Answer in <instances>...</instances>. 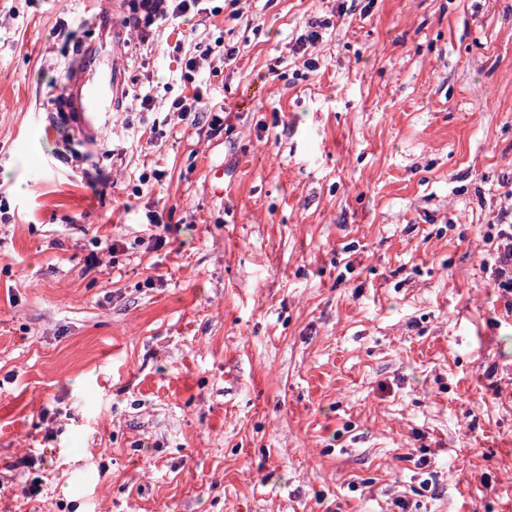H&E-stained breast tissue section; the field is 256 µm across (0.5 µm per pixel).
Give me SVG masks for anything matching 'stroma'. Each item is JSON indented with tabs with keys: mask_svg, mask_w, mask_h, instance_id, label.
<instances>
[{
	"mask_svg": "<svg viewBox=\"0 0 512 512\" xmlns=\"http://www.w3.org/2000/svg\"><path fill=\"white\" fill-rule=\"evenodd\" d=\"M342 2L131 29L89 146L87 0H0V512H512V0ZM497 226L495 234H487L492 244L488 259L483 260V267L489 273L486 282L489 288L512 295V225L492 224Z\"/></svg>",
	"mask_w": 512,
	"mask_h": 512,
	"instance_id": "obj_1",
	"label": "stroma"
}]
</instances>
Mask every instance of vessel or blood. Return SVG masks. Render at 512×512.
<instances>
[{"instance_id": "obj_1", "label": "vessel or blood", "mask_w": 512, "mask_h": 512, "mask_svg": "<svg viewBox=\"0 0 512 512\" xmlns=\"http://www.w3.org/2000/svg\"><path fill=\"white\" fill-rule=\"evenodd\" d=\"M93 21L97 36L82 47L78 66L65 86L64 108L74 133L94 142L112 129V115L120 111L128 86L124 62L125 28L118 19L120 0H96Z\"/></svg>"}]
</instances>
